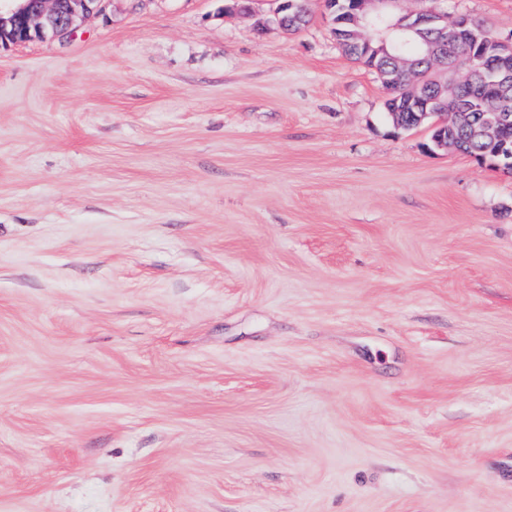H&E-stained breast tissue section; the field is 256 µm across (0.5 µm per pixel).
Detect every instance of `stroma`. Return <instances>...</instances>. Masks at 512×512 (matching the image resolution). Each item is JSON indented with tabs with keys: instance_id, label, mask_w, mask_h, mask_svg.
Returning <instances> with one entry per match:
<instances>
[{
	"instance_id": "35a3bbf8",
	"label": "stroma",
	"mask_w": 512,
	"mask_h": 512,
	"mask_svg": "<svg viewBox=\"0 0 512 512\" xmlns=\"http://www.w3.org/2000/svg\"><path fill=\"white\" fill-rule=\"evenodd\" d=\"M278 4L0 47V512H512V174Z\"/></svg>"
}]
</instances>
